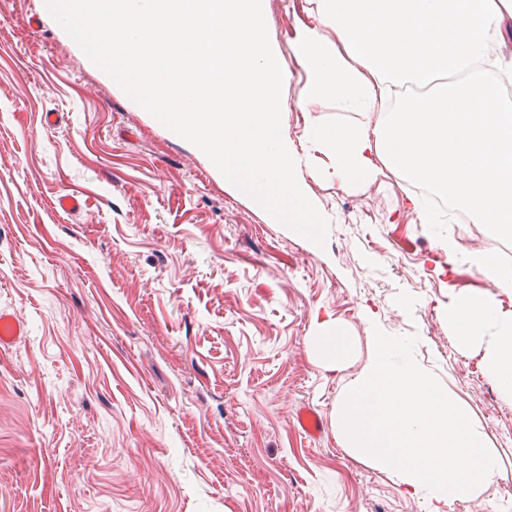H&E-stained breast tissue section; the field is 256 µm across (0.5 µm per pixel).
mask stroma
<instances>
[{
	"mask_svg": "<svg viewBox=\"0 0 512 512\" xmlns=\"http://www.w3.org/2000/svg\"><path fill=\"white\" fill-rule=\"evenodd\" d=\"M56 2L0 0V309L24 325L0 346V512H428L336 433L368 309L417 336L501 459L505 480L448 512L512 500V401L446 314L491 282L443 249L452 236L512 264V237L423 223L407 180L346 184L320 153L305 177L320 240L296 235L117 84ZM309 7L269 0L280 50ZM285 69L292 141L346 120L327 100L298 108L303 71ZM65 193L80 212L58 207ZM317 313L353 339L343 367L308 352ZM305 406L320 437L300 430Z\"/></svg>",
	"mask_w": 512,
	"mask_h": 512,
	"instance_id": "1",
	"label": "stroma"
}]
</instances>
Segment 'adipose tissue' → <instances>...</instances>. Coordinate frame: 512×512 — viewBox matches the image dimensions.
<instances>
[{"label": "adipose tissue", "instance_id": "adipose-tissue-1", "mask_svg": "<svg viewBox=\"0 0 512 512\" xmlns=\"http://www.w3.org/2000/svg\"><path fill=\"white\" fill-rule=\"evenodd\" d=\"M314 3L316 24L298 25L288 41L306 76L297 105L332 100L350 118L311 120L297 145L284 130L285 61L265 38V0H80L59 19L94 31L92 55L116 81L195 139L225 182L308 239L319 226L302 173L317 151L338 180L364 187L384 166L512 236V101L496 81L465 72L487 58L512 0ZM473 261L494 290L453 297L448 328L461 345L484 347L489 378L512 400V312L501 308L512 266L479 251ZM308 351L333 368L349 360L351 338L318 319Z\"/></svg>", "mask_w": 512, "mask_h": 512}]
</instances>
